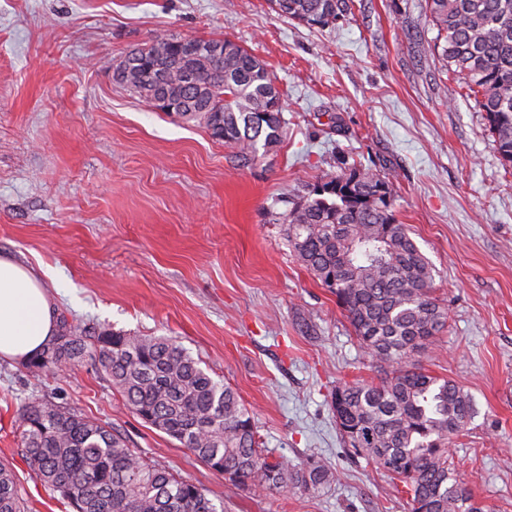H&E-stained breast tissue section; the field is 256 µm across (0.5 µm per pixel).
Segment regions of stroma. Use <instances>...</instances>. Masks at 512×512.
Segmentation results:
<instances>
[{
    "instance_id": "1",
    "label": "stroma",
    "mask_w": 512,
    "mask_h": 512,
    "mask_svg": "<svg viewBox=\"0 0 512 512\" xmlns=\"http://www.w3.org/2000/svg\"><path fill=\"white\" fill-rule=\"evenodd\" d=\"M163 32L227 37L267 64L288 121L278 151L239 166L205 126L113 81L111 64ZM436 34L426 0H348L327 28L267 0H0V254L39 273L70 322L176 339L237 390L270 458L338 474L315 493H255L126 409L93 361L32 377L0 357V460L30 512H60L18 446L22 404L46 394L224 512H411L341 442L332 392L377 374L274 221L345 163L397 176L395 217L448 310L415 364L474 400L451 456L490 512H512V168L473 99L445 105Z\"/></svg>"
}]
</instances>
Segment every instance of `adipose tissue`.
Segmentation results:
<instances>
[{
    "label": "adipose tissue",
    "mask_w": 512,
    "mask_h": 512,
    "mask_svg": "<svg viewBox=\"0 0 512 512\" xmlns=\"http://www.w3.org/2000/svg\"><path fill=\"white\" fill-rule=\"evenodd\" d=\"M54 332L53 308L42 278L0 255V356H33Z\"/></svg>",
    "instance_id": "1"
}]
</instances>
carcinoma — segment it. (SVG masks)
<instances>
[{
	"label": "carcinoma",
	"mask_w": 512,
	"mask_h": 512,
	"mask_svg": "<svg viewBox=\"0 0 512 512\" xmlns=\"http://www.w3.org/2000/svg\"><path fill=\"white\" fill-rule=\"evenodd\" d=\"M279 15L333 25L344 0H269ZM439 56L458 90L486 113L512 166V0H427ZM162 33L126 54L113 79L142 101L169 94L172 113L204 125L245 166L282 142L280 91L267 65L226 38ZM396 176L370 166L328 172L278 214L295 259L336 295L371 365L373 382L336 387L331 409L343 446L403 484L411 512H487L458 477L448 446L478 413L452 379L411 364L448 322L433 268L396 221ZM90 358L145 423L212 470L259 492L317 491L334 481L322 461L269 460L238 392L215 380L176 340L79 327L62 315L55 335L23 368L33 376ZM20 444L31 477L72 512H224L198 485L143 456L112 428L51 397L21 407ZM0 512H26L11 465L0 460Z\"/></svg>",
	"instance_id": "cac0c4a2"
}]
</instances>
